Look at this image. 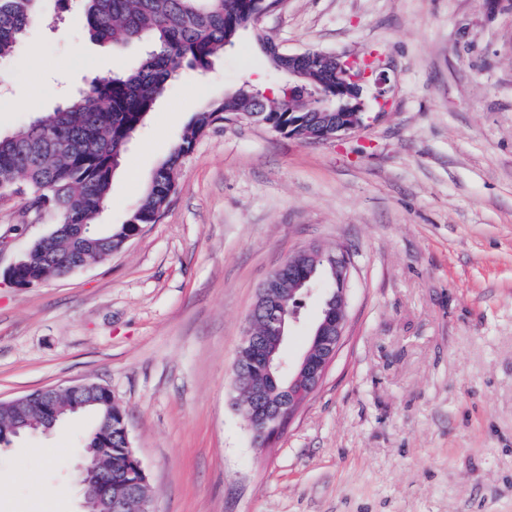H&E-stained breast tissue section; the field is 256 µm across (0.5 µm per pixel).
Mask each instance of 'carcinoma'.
Here are the masks:
<instances>
[{
	"label": "carcinoma",
	"mask_w": 512,
	"mask_h": 512,
	"mask_svg": "<svg viewBox=\"0 0 512 512\" xmlns=\"http://www.w3.org/2000/svg\"><path fill=\"white\" fill-rule=\"evenodd\" d=\"M41 0H0V60L11 56L28 27L39 15ZM89 36L114 44L150 40L149 50L120 74L95 76L47 120H34L0 136V188L29 197L41 215L56 224H91L108 199L113 170L131 136L154 110L167 85L186 66L204 71L214 58L234 45L242 24L253 13L256 0H81ZM261 49L271 68L288 74V60L270 43ZM306 104L281 98L257 103V96L240 89L194 113L190 127L168 157L155 169L150 183L125 223L96 231L89 238L96 246L76 249L65 235L54 239L51 251L35 253L19 269L22 282L35 284L58 277L56 254L79 260L102 259L123 247L137 224H154L165 210L176 186L182 159L197 137L230 115L254 112L256 120L288 126V114ZM15 411L0 407V437H12ZM124 414L112 405V472L132 468L124 455ZM45 417L40 406L27 409L25 430H41Z\"/></svg>",
	"instance_id": "obj_1"
}]
</instances>
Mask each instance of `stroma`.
<instances>
[{
    "instance_id": "stroma-1",
    "label": "stroma",
    "mask_w": 512,
    "mask_h": 512,
    "mask_svg": "<svg viewBox=\"0 0 512 512\" xmlns=\"http://www.w3.org/2000/svg\"><path fill=\"white\" fill-rule=\"evenodd\" d=\"M371 56L370 118L312 143L249 121L197 138L157 223L73 275L4 276L49 223L0 200V401L78 382L125 414L153 512H512V0H281L184 72L122 153L96 225L122 223L194 112L284 83L260 49ZM145 46L93 41L44 0L0 60V133L49 117ZM352 257L347 338L270 448L230 403L258 290L300 248ZM93 412L0 449V512H81ZM47 448L55 463L31 455Z\"/></svg>"
}]
</instances>
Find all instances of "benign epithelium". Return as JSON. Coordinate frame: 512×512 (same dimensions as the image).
<instances>
[{
    "label": "benign epithelium",
    "instance_id": "7a95c632",
    "mask_svg": "<svg viewBox=\"0 0 512 512\" xmlns=\"http://www.w3.org/2000/svg\"><path fill=\"white\" fill-rule=\"evenodd\" d=\"M332 77L333 92L306 83L308 71L320 64ZM367 72L356 70L354 58L341 54L328 55L317 50L288 54V86L286 97L305 100L312 104L315 131L306 134L308 141H332L364 125L367 105L363 99V84ZM324 263L325 275L315 276L314 268ZM288 268V281L293 287L281 294L279 305L268 301L267 285L260 288L261 296L247 319L237 358H246L254 370L245 371L240 364L233 369V386L251 395V414L246 423L253 443L268 445L269 433H285L288 425L321 387L331 365L343 344L348 325V290L353 263L347 249L304 247L289 256L279 268ZM321 291L323 313L313 328L309 345L299 360L288 368V383H282L284 367L281 352L286 339V323L298 321L301 297ZM111 396L106 387L93 382H82L57 388L58 395L76 396L86 393ZM39 400L47 419L59 418L61 409L51 397L39 390L10 401L22 408ZM112 438V417L106 416L93 434L94 444L103 449ZM125 454L133 464L138 479L128 483L130 489L121 495H112V472H100L93 479L82 481L85 512H153L150 498L138 492L145 471L136 457L131 443H126Z\"/></svg>",
    "mask_w": 512,
    "mask_h": 512
}]
</instances>
